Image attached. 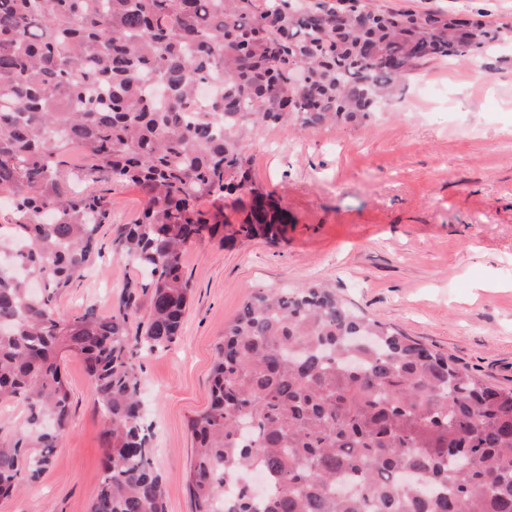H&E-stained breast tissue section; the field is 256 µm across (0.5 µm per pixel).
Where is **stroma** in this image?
Listing matches in <instances>:
<instances>
[{
	"instance_id": "stroma-1",
	"label": "stroma",
	"mask_w": 512,
	"mask_h": 512,
	"mask_svg": "<svg viewBox=\"0 0 512 512\" xmlns=\"http://www.w3.org/2000/svg\"><path fill=\"white\" fill-rule=\"evenodd\" d=\"M374 9L484 10L512 25V0H368ZM256 187L294 218L284 237L203 240L183 256L191 288L180 333L142 355L139 376L166 512H192L189 421L208 405L224 327L260 288L323 280L365 315L512 387V46L434 61L358 126H270L250 135ZM103 256L57 299L60 311L109 314L137 272L112 247L148 196L111 187ZM71 418L51 468L0 512H90L105 418L83 361L65 355Z\"/></svg>"
}]
</instances>
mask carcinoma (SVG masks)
<instances>
[{"label": "carcinoma", "instance_id": "cac0c4a2", "mask_svg": "<svg viewBox=\"0 0 512 512\" xmlns=\"http://www.w3.org/2000/svg\"><path fill=\"white\" fill-rule=\"evenodd\" d=\"M301 0H0V402L28 427L0 437V497L39 479L70 415L63 354L80 357L107 422L90 512H165L139 355L173 342L187 246L274 241L287 213L254 187L248 133L373 112L425 61L508 34L478 19ZM217 87L207 108L193 100ZM86 167L69 165L71 147ZM142 187L112 244L141 274L112 312L59 294L101 256L100 178ZM251 196L214 222L206 197ZM147 305V320L130 331ZM209 407L190 420L194 512H512V388L312 283L259 289L224 326Z\"/></svg>", "mask_w": 512, "mask_h": 512}]
</instances>
